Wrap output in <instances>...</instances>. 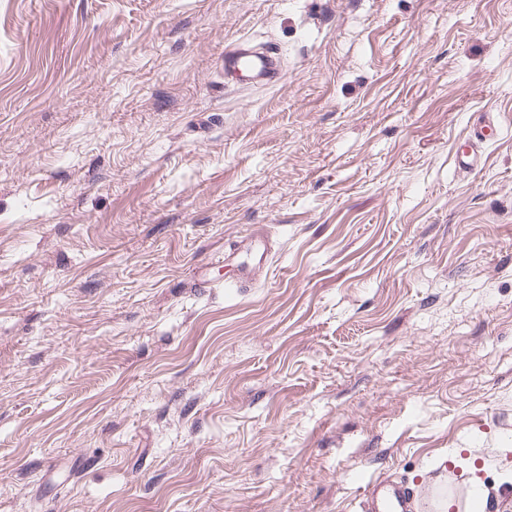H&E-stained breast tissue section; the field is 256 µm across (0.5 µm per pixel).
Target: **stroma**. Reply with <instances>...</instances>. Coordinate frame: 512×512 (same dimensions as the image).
<instances>
[{"mask_svg": "<svg viewBox=\"0 0 512 512\" xmlns=\"http://www.w3.org/2000/svg\"><path fill=\"white\" fill-rule=\"evenodd\" d=\"M452 471L512 472V0H0V512ZM224 73L231 76L277 81L280 78V62L272 53H256L245 47V41L224 49ZM498 130L497 120L492 113L485 115L482 122L478 123L471 130L468 141L469 150L458 152L455 155V167L461 171H473L480 159L482 144Z\"/></svg>", "mask_w": 512, "mask_h": 512, "instance_id": "obj_1", "label": "stroma"}]
</instances>
